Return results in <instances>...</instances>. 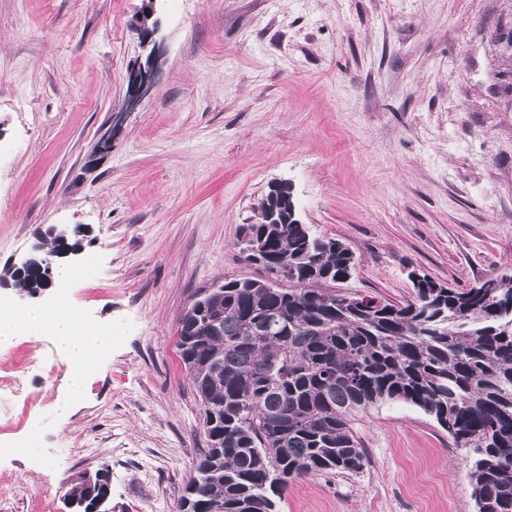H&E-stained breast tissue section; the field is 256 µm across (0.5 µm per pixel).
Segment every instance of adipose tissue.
<instances>
[{
	"label": "adipose tissue",
	"mask_w": 512,
	"mask_h": 512,
	"mask_svg": "<svg viewBox=\"0 0 512 512\" xmlns=\"http://www.w3.org/2000/svg\"><path fill=\"white\" fill-rule=\"evenodd\" d=\"M19 336L33 340L54 337L60 356L69 364L68 391L73 399L80 397L86 386L82 360L94 350H109L113 340L111 329L88 325L68 306L49 312L44 306L33 305L17 314L11 304L0 302V349L12 345Z\"/></svg>",
	"instance_id": "1"
}]
</instances>
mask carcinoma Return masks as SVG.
Returning a JSON list of instances; mask_svg holds the SVG:
<instances>
[{
	"instance_id": "carcinoma-1",
	"label": "carcinoma",
	"mask_w": 512,
	"mask_h": 512,
	"mask_svg": "<svg viewBox=\"0 0 512 512\" xmlns=\"http://www.w3.org/2000/svg\"><path fill=\"white\" fill-rule=\"evenodd\" d=\"M270 188L260 221L238 233L265 239L253 259L288 287L218 280L200 289L177 323V352L198 398L206 448L180 512H276L288 484L356 474L367 455L350 415L378 403L418 407L472 454L476 512H512V275L454 288L413 269L403 304L335 288L357 266L353 251L314 234ZM49 238L25 268L6 272L35 295L61 257ZM108 470L65 494L73 512L98 507Z\"/></svg>"
}]
</instances>
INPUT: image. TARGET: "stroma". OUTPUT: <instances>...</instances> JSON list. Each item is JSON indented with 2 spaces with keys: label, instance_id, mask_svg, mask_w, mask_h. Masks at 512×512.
Returning a JSON list of instances; mask_svg holds the SVG:
<instances>
[{
  "label": "stroma",
  "instance_id": "35a3bbf8",
  "mask_svg": "<svg viewBox=\"0 0 512 512\" xmlns=\"http://www.w3.org/2000/svg\"><path fill=\"white\" fill-rule=\"evenodd\" d=\"M142 7L0 0V272L66 228L84 318L114 334L72 402L52 337L0 351V439L29 444L0 462L11 512H69L100 468L111 512H178L206 443L177 321L199 289L263 277L236 233L273 184L354 251L346 292L512 274V0H154L158 77L132 106ZM350 425L364 469L293 482L279 512H475L468 453L422 410Z\"/></svg>",
  "mask_w": 512,
  "mask_h": 512
}]
</instances>
